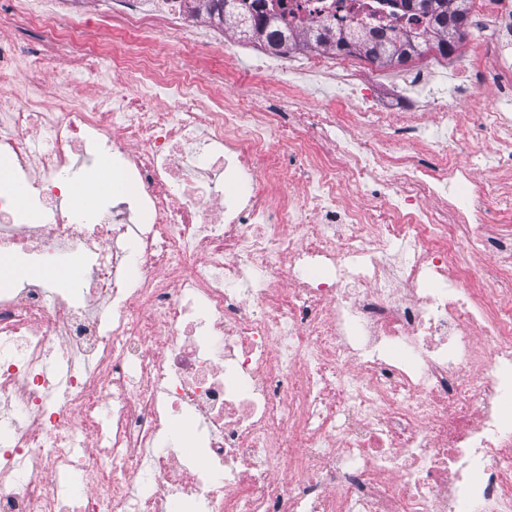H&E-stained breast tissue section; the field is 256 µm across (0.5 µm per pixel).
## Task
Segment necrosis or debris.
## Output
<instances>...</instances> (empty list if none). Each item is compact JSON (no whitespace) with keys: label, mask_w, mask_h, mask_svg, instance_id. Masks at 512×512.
<instances>
[{"label":"necrosis or debris","mask_w":512,"mask_h":512,"mask_svg":"<svg viewBox=\"0 0 512 512\" xmlns=\"http://www.w3.org/2000/svg\"><path fill=\"white\" fill-rule=\"evenodd\" d=\"M93 3L0 0L17 176L0 254L89 265L76 292L32 274L0 290V512H512V0H470L465 85L440 97L422 53L399 107L376 96L385 73L336 49L428 36L399 0H233L221 18L207 0H111L108 43ZM262 17L288 44L328 42L284 84L277 53L247 76L214 66ZM176 46L195 73L166 66ZM63 65L90 97L46 90ZM328 78L350 106L294 107ZM482 81L501 106L459 122ZM432 126L424 164L398 132ZM95 143L138 195L89 215L68 177ZM185 415L201 458L182 463Z\"/></svg>","instance_id":"necrosis-or-debris-1"}]
</instances>
